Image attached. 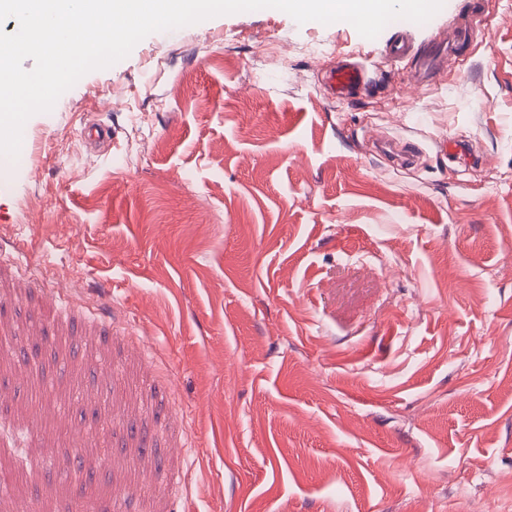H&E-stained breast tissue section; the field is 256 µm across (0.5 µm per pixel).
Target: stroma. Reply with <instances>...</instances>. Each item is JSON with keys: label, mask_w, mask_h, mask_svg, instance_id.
<instances>
[{"label": "stroma", "mask_w": 512, "mask_h": 512, "mask_svg": "<svg viewBox=\"0 0 512 512\" xmlns=\"http://www.w3.org/2000/svg\"><path fill=\"white\" fill-rule=\"evenodd\" d=\"M404 28L452 46L425 85L383 54ZM347 54L378 74L338 103ZM0 175L10 497L512 512V0L373 39L273 8L150 34Z\"/></svg>", "instance_id": "obj_1"}]
</instances>
